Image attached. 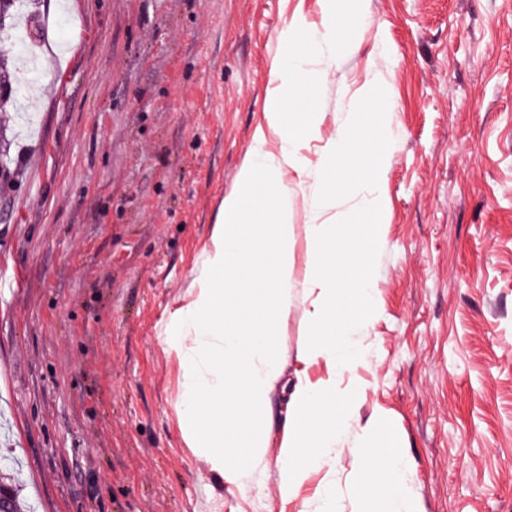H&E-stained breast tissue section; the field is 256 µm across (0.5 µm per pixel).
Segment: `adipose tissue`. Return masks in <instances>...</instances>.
Wrapping results in <instances>:
<instances>
[{"instance_id": "obj_1", "label": "adipose tissue", "mask_w": 512, "mask_h": 512, "mask_svg": "<svg viewBox=\"0 0 512 512\" xmlns=\"http://www.w3.org/2000/svg\"><path fill=\"white\" fill-rule=\"evenodd\" d=\"M320 29L294 23L280 36L282 53L272 67L275 87L265 102V130L257 131L251 160L237 192L224 201L197 281L195 299L172 319L169 347L184 366L181 432L201 449L225 482L244 488L267 446L263 422L283 370L275 329L291 305L292 288L308 303L303 369L290 388L281 443L279 490L292 501L313 472L333 469L335 449H350L358 478L353 512H416L406 455L386 437L381 420L352 434L367 386L355 372L361 356L352 333L375 310L372 261L382 241L388 201L382 179L390 163L389 80L373 74L326 138L320 163L302 155L307 137L321 133L322 115L312 89L325 79L312 59H344L352 34L366 18L365 0H321ZM377 130L371 142L363 134ZM277 153L265 151L268 134ZM315 188L303 226L309 244L305 278L295 281L289 259L288 175ZM362 187L341 223L324 214ZM323 366L310 377L308 367Z\"/></svg>"}]
</instances>
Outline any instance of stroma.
Returning a JSON list of instances; mask_svg holds the SVG:
<instances>
[{
  "label": "stroma",
  "mask_w": 512,
  "mask_h": 512,
  "mask_svg": "<svg viewBox=\"0 0 512 512\" xmlns=\"http://www.w3.org/2000/svg\"><path fill=\"white\" fill-rule=\"evenodd\" d=\"M344 61L318 58L321 139L390 72L376 308L354 337L405 447L419 512H512V0H366ZM320 0H42L35 107L0 112V446L39 512H297L278 489L301 295L276 326L283 383L244 489L181 429L174 313L238 187L271 65ZM293 276L309 188L289 175Z\"/></svg>",
  "instance_id": "1"
}]
</instances>
